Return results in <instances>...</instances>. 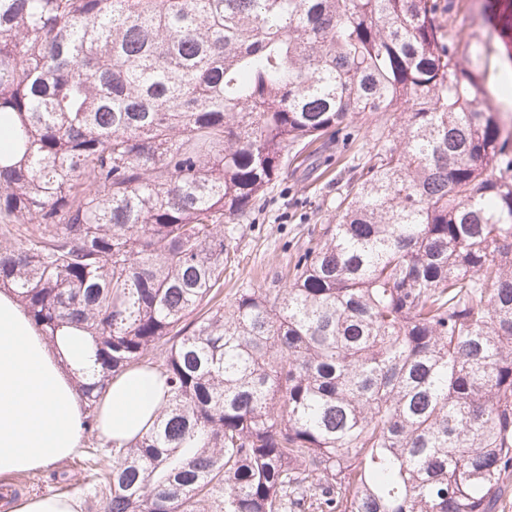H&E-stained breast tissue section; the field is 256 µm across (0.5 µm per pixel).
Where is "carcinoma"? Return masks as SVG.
Masks as SVG:
<instances>
[{
    "instance_id": "cac0c4a2",
    "label": "carcinoma",
    "mask_w": 512,
    "mask_h": 512,
    "mask_svg": "<svg viewBox=\"0 0 512 512\" xmlns=\"http://www.w3.org/2000/svg\"><path fill=\"white\" fill-rule=\"evenodd\" d=\"M456 0H0V289L167 401L105 512H496L512 490V63ZM372 133L336 223L224 294L295 147Z\"/></svg>"
}]
</instances>
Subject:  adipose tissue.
I'll return each instance as SVG.
<instances>
[{
  "mask_svg": "<svg viewBox=\"0 0 512 512\" xmlns=\"http://www.w3.org/2000/svg\"><path fill=\"white\" fill-rule=\"evenodd\" d=\"M79 340L50 347L6 290L0 291V479L33 472L73 455L83 443V408L73 380L89 363ZM165 383L146 367L115 376L97 408L105 442L145 434Z\"/></svg>",
  "mask_w": 512,
  "mask_h": 512,
  "instance_id": "ef3b65f1",
  "label": "adipose tissue"
}]
</instances>
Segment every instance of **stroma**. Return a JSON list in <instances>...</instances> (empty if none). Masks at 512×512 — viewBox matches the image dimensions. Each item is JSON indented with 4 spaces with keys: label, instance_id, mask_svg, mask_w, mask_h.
I'll list each match as a JSON object with an SVG mask.
<instances>
[{
    "label": "stroma",
    "instance_id": "obj_1",
    "mask_svg": "<svg viewBox=\"0 0 512 512\" xmlns=\"http://www.w3.org/2000/svg\"><path fill=\"white\" fill-rule=\"evenodd\" d=\"M371 138L352 146L333 143L304 163H292L267 198L265 209L245 231L231 263L224 269V290L257 288L270 281L282 265L294 262L313 225L336 218V187L344 182L371 147ZM16 495H60L76 499L80 512H104L76 458L13 480Z\"/></svg>",
    "mask_w": 512,
    "mask_h": 512
}]
</instances>
